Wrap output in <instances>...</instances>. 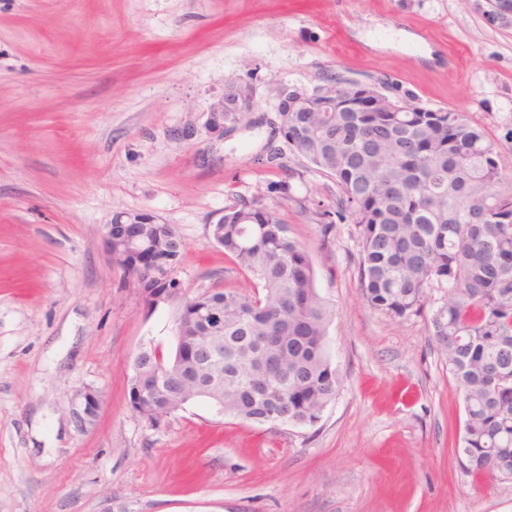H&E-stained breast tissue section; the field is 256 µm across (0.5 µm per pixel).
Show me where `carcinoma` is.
Instances as JSON below:
<instances>
[{
  "label": "carcinoma",
  "mask_w": 512,
  "mask_h": 512,
  "mask_svg": "<svg viewBox=\"0 0 512 512\" xmlns=\"http://www.w3.org/2000/svg\"><path fill=\"white\" fill-rule=\"evenodd\" d=\"M237 86L224 88V121ZM288 150L336 185V208L317 212L322 234L351 219L366 304L406 318L426 290L448 289L430 318L432 336L464 406L460 468L512 481V192L502 187L499 147L466 113L290 112ZM114 224L142 235L145 256L176 275L182 241L169 224ZM214 238L253 278L252 290L213 289L180 301L174 358L146 347L134 408L152 422L205 398L258 424L313 426L342 384L328 351L332 307L316 288L309 253L277 210L254 200L224 207ZM137 287L174 300L149 264L124 260Z\"/></svg>",
  "instance_id": "obj_1"
}]
</instances>
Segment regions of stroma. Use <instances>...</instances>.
Listing matches in <instances>:
<instances>
[{
	"label": "stroma",
	"mask_w": 512,
	"mask_h": 512,
	"mask_svg": "<svg viewBox=\"0 0 512 512\" xmlns=\"http://www.w3.org/2000/svg\"><path fill=\"white\" fill-rule=\"evenodd\" d=\"M484 0H0V512H512V481L456 464L464 409L430 317L369 308L334 183L273 132L285 90L330 77L466 112L512 189V24ZM228 84L255 108L206 127ZM279 150L281 165L267 156ZM291 196L277 192L281 182ZM276 209L333 307L343 384L313 426L250 424L198 400L149 427L127 377L171 353L177 301L150 308L108 224L146 211L184 250L190 298L249 280L212 238L227 205ZM99 391L87 421L82 395Z\"/></svg>",
	"instance_id": "stroma-1"
}]
</instances>
